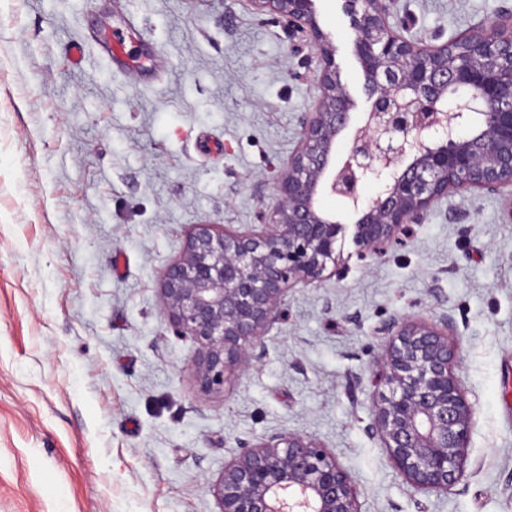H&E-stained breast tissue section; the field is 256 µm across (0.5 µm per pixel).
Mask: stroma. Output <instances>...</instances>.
I'll return each mask as SVG.
<instances>
[{
  "mask_svg": "<svg viewBox=\"0 0 512 512\" xmlns=\"http://www.w3.org/2000/svg\"><path fill=\"white\" fill-rule=\"evenodd\" d=\"M313 8L359 119L345 0ZM510 12L396 0L389 22L437 44ZM130 24L142 66H109L93 36ZM321 67L253 0H0V512H219L225 463L274 433L335 454L361 512H512L508 190L439 199L380 256L345 234L223 392L199 391L162 313L196 225L255 229L277 205ZM394 317L454 323L473 414L445 492L415 491L370 432Z\"/></svg>",
  "mask_w": 512,
  "mask_h": 512,
  "instance_id": "1",
  "label": "stroma"
}]
</instances>
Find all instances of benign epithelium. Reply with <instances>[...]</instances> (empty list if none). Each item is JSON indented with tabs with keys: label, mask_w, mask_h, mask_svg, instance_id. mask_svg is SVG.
<instances>
[{
	"label": "benign epithelium",
	"mask_w": 512,
	"mask_h": 512,
	"mask_svg": "<svg viewBox=\"0 0 512 512\" xmlns=\"http://www.w3.org/2000/svg\"><path fill=\"white\" fill-rule=\"evenodd\" d=\"M309 37L322 60L321 95L278 182L279 202L259 230L199 224L166 270L160 302L177 336L197 344L195 381L218 393L256 359L266 330L298 284L324 279L346 225L322 208L336 198L355 217L360 257L381 255L450 192L512 187V14L442 44L413 41L389 23L394 0H345L369 110L351 125L353 100L313 0H252ZM346 153L336 157L340 135ZM368 185L377 187L371 197ZM442 326L390 319L375 382L372 434L416 490L446 491L466 462L472 406L454 372L458 348ZM219 512H361L336 456L311 440L273 434L240 443L211 483Z\"/></svg>",
	"instance_id": "7a95c632"
}]
</instances>
